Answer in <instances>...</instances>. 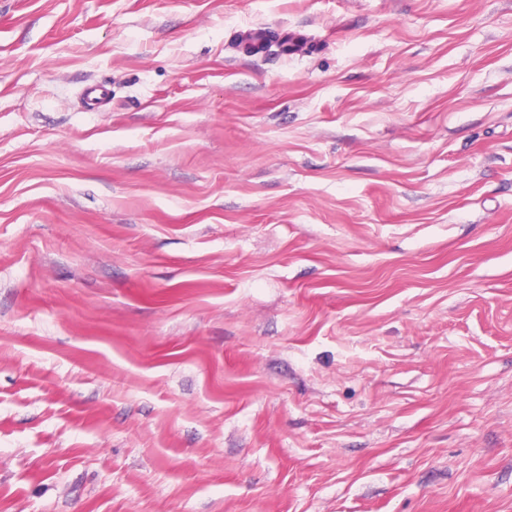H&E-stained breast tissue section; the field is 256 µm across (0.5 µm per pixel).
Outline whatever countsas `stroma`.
Here are the masks:
<instances>
[{"label":"stroma","instance_id":"stroma-1","mask_svg":"<svg viewBox=\"0 0 512 512\" xmlns=\"http://www.w3.org/2000/svg\"><path fill=\"white\" fill-rule=\"evenodd\" d=\"M0 512H512V0H0Z\"/></svg>","mask_w":512,"mask_h":512}]
</instances>
